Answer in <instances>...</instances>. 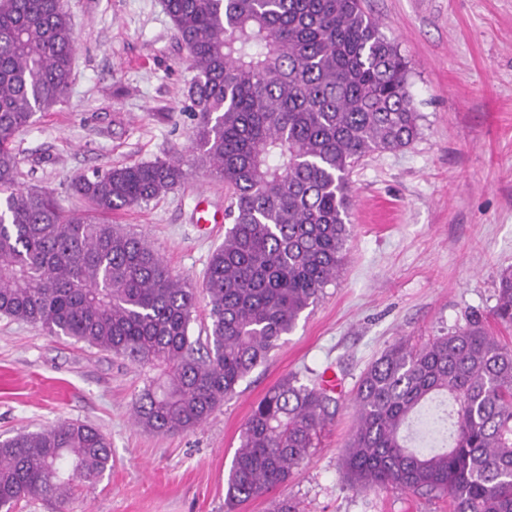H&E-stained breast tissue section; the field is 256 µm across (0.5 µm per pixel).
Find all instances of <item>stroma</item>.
Segmentation results:
<instances>
[{"label": "stroma", "mask_w": 512, "mask_h": 512, "mask_svg": "<svg viewBox=\"0 0 512 512\" xmlns=\"http://www.w3.org/2000/svg\"><path fill=\"white\" fill-rule=\"evenodd\" d=\"M409 66L420 114L407 147L373 154L350 175L349 237L335 281L202 426L145 431L132 419L149 370L40 328L0 317V440L67 420L99 429L112 468L78 489L68 512H226L227 477L252 406L295 375L334 372L336 413L274 495L241 512H450L448 497L398 488L357 490L343 466L366 367L392 343L420 346L482 316L493 318L498 276L512 267V0H365ZM76 50L67 98L16 138L21 186L85 204L68 184L94 169L179 158L173 191L112 215L145 236L173 274L202 287L226 224L197 228L199 195L227 191L190 150L194 77L162 0H68Z\"/></svg>", "instance_id": "obj_1"}]
</instances>
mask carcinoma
Wrapping results in <instances>:
<instances>
[{"label": "carcinoma", "mask_w": 512, "mask_h": 512, "mask_svg": "<svg viewBox=\"0 0 512 512\" xmlns=\"http://www.w3.org/2000/svg\"><path fill=\"white\" fill-rule=\"evenodd\" d=\"M195 76L192 152L224 183L231 227L210 255L206 352L191 335L197 289L143 236L99 220L181 183L178 159L74 178L87 208L17 181L16 133L66 98L75 39L66 0H0V316L65 336L163 377L135 398L143 429L204 423L291 333L336 279L348 239V175L411 144L419 113L408 66L362 0H164ZM495 319L512 325V270ZM432 414L449 447L407 444ZM336 398L289 375L253 406L227 480L231 507L288 481ZM344 450L353 488L450 498L452 512H512V347L485 322L414 347L400 339L363 373ZM112 467L96 428L78 421L0 441V512L23 500L66 504Z\"/></svg>", "instance_id": "1"}]
</instances>
